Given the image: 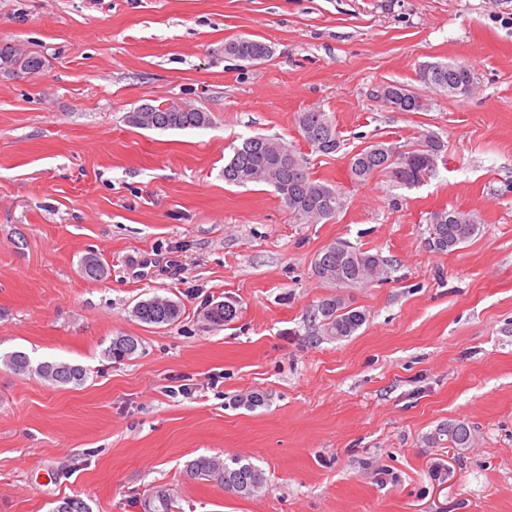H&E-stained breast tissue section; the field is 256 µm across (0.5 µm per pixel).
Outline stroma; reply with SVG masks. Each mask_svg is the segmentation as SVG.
<instances>
[{"mask_svg":"<svg viewBox=\"0 0 512 512\" xmlns=\"http://www.w3.org/2000/svg\"><path fill=\"white\" fill-rule=\"evenodd\" d=\"M268 43L261 63L226 56ZM0 43L41 55L0 72V358L84 366L53 386L0 362V512H512V0H0ZM466 61L471 97L423 112L378 99L424 93L428 62ZM188 102L201 129L146 130L129 112ZM334 119L341 146L315 152L299 112ZM292 147L344 206L300 224L271 186L224 181L232 143ZM443 161L420 186L351 180L376 141L424 137ZM475 213L460 249L425 245L431 212ZM333 242L381 254L388 279L336 289L313 273ZM105 268L80 270L87 253ZM180 301L175 325L131 315L141 298ZM341 295L367 320L322 331ZM233 302L217 327L207 306ZM137 337L124 360L104 354ZM465 421L473 443H432ZM266 477L255 495L189 476L202 456ZM225 45H234L235 50L225 54L236 57L238 60L248 63L268 60L272 54L271 46L266 42L255 38H236ZM256 57H259L256 58ZM139 341L134 336H116L105 351L107 357L125 359L132 356L138 349Z\"/></svg>","mask_w":512,"mask_h":512,"instance_id":"35a3bbf8","label":"stroma"}]
</instances>
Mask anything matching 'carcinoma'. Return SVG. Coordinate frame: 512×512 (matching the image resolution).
I'll list each match as a JSON object with an SVG mask.
<instances>
[{
  "instance_id": "cac0c4a2",
  "label": "carcinoma",
  "mask_w": 512,
  "mask_h": 512,
  "mask_svg": "<svg viewBox=\"0 0 512 512\" xmlns=\"http://www.w3.org/2000/svg\"><path fill=\"white\" fill-rule=\"evenodd\" d=\"M230 44L235 46L230 55L243 62L265 61L273 54L269 44L255 38H237ZM43 66L42 57L33 52L16 51L6 59L0 55V68L13 73L32 74ZM417 77L429 90L432 81L440 80L443 83L441 90H449L451 95L462 98L470 95V85L477 80L471 67L461 60L424 64L419 67ZM385 103L395 112H421L426 106L424 98L414 91L403 101L387 98ZM150 116L151 120L144 128L151 130L197 129L211 124L208 113L192 110L152 112ZM297 122L302 138L315 151L329 155L340 148L339 131L327 112L310 109L299 113ZM372 149L370 145L352 156L351 179L365 183L375 175L385 173L396 186L413 188L436 171L443 145L434 138H425L417 148L400 153L395 161L384 167L371 153ZM224 181L238 186L264 183L273 187L282 206L304 224L329 220L343 206L342 191L314 178L304 160L275 137L251 135L242 138L224 163ZM427 221V246L437 253L459 249L479 230L473 214L455 209L432 212ZM314 273L324 283L348 288L364 285L386 274L387 261L379 253L334 242L317 254ZM318 311L323 317V333L336 339L354 335L366 322V314L351 308L340 296L323 300ZM181 315L179 302L158 294L139 300L132 308V316L147 325L167 327L176 323ZM236 315L235 306L225 301L210 305L205 312L206 319L215 325L229 323ZM138 344L134 336H117L105 354L111 359H125L137 351ZM3 363L18 374L34 373L52 385L80 386L87 377L81 365L64 360H46L34 366L21 351L4 356ZM431 440L438 445L445 442L450 448H467L471 430L463 421H450L440 426ZM189 471L194 476L216 480L225 490L244 497L261 490L266 481L261 469L250 463L243 464L236 458L226 462L215 456L199 457L192 461Z\"/></svg>"
}]
</instances>
